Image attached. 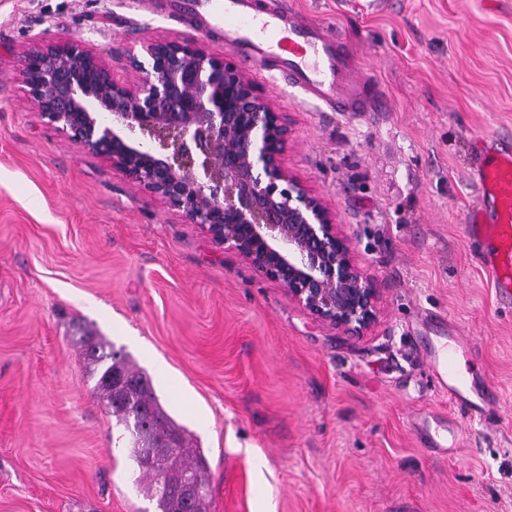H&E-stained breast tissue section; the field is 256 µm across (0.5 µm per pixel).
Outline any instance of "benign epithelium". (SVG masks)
Segmentation results:
<instances>
[{
  "mask_svg": "<svg viewBox=\"0 0 512 512\" xmlns=\"http://www.w3.org/2000/svg\"><path fill=\"white\" fill-rule=\"evenodd\" d=\"M131 88L81 40L37 41L21 56L36 110L163 198L215 243L348 336L377 322L379 296L336 213L283 164L288 115L225 56L191 39L143 45Z\"/></svg>",
  "mask_w": 512,
  "mask_h": 512,
  "instance_id": "1",
  "label": "benign epithelium"
}]
</instances>
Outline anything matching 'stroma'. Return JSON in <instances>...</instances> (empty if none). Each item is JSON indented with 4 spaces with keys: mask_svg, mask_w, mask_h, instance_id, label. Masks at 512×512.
Wrapping results in <instances>:
<instances>
[{
    "mask_svg": "<svg viewBox=\"0 0 512 512\" xmlns=\"http://www.w3.org/2000/svg\"><path fill=\"white\" fill-rule=\"evenodd\" d=\"M369 69L380 112H334L276 64L244 72L287 113L283 163L336 213L377 289L355 338L35 111L20 58L81 40L133 86L149 40L222 38L139 0H0V512H155L133 486L77 345L90 330L152 378L206 457L210 512H512V306L461 226L477 134L512 138V0H286ZM448 315L498 413L463 447L411 338Z\"/></svg>",
    "mask_w": 512,
    "mask_h": 512,
    "instance_id": "1",
    "label": "stroma"
}]
</instances>
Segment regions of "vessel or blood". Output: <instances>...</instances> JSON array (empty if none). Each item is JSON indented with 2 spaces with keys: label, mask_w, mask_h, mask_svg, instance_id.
<instances>
[{
  "label": "vessel or blood",
  "mask_w": 512,
  "mask_h": 512,
  "mask_svg": "<svg viewBox=\"0 0 512 512\" xmlns=\"http://www.w3.org/2000/svg\"><path fill=\"white\" fill-rule=\"evenodd\" d=\"M176 17L198 18L205 30L224 34V43L248 62L278 61L289 80L337 112H377L381 103L372 81L356 66L341 40L292 15L286 6L257 7L254 0H176ZM479 142V192L462 226L480 253L482 268L500 303H512V142L483 136ZM470 342L449 326L448 343L428 362L441 395L468 417L492 410L494 395L457 371Z\"/></svg>",
  "instance_id": "b4317fda"
}]
</instances>
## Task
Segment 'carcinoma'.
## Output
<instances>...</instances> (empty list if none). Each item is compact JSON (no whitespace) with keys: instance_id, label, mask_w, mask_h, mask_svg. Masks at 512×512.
<instances>
[{"instance_id":"obj_1","label":"carcinoma","mask_w":512,"mask_h":512,"mask_svg":"<svg viewBox=\"0 0 512 512\" xmlns=\"http://www.w3.org/2000/svg\"><path fill=\"white\" fill-rule=\"evenodd\" d=\"M82 342L88 372L96 378V397L131 442L130 458L146 495L155 501V512H208L210 489L188 496L179 487V479L186 472L206 476L205 466L188 431L159 402L149 376L128 356L106 350V343L94 333L85 332ZM144 446L152 457L150 466L140 456ZM162 473L172 486L159 494L156 486Z\"/></svg>"}]
</instances>
